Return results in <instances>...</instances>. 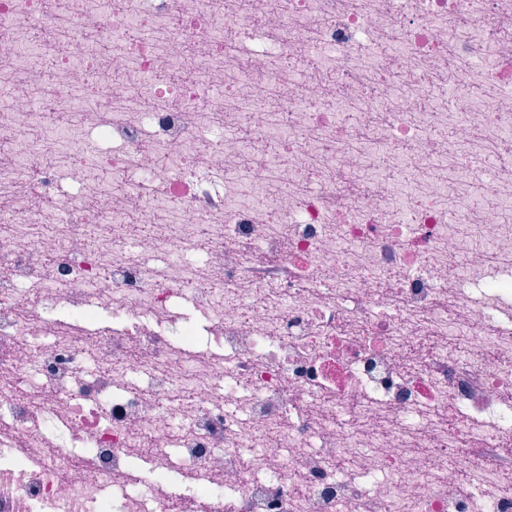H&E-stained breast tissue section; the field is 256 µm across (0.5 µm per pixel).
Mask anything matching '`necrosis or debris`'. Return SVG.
Segmentation results:
<instances>
[{"label": "necrosis or debris", "instance_id": "4bbe7bcc", "mask_svg": "<svg viewBox=\"0 0 512 512\" xmlns=\"http://www.w3.org/2000/svg\"><path fill=\"white\" fill-rule=\"evenodd\" d=\"M179 472L512 512V0H0V512Z\"/></svg>", "mask_w": 512, "mask_h": 512}]
</instances>
